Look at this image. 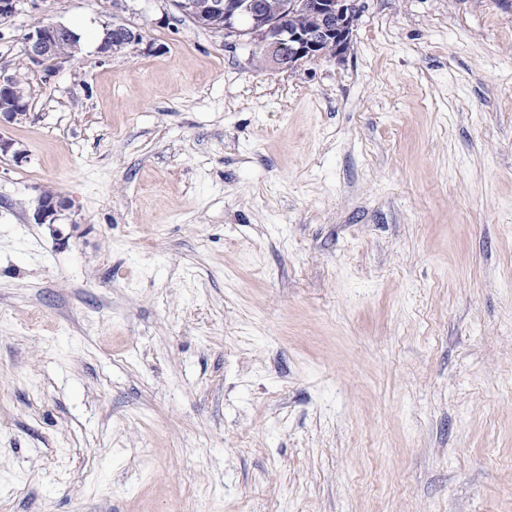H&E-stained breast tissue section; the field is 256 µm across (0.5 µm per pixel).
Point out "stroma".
Instances as JSON below:
<instances>
[{
    "instance_id": "stroma-1",
    "label": "stroma",
    "mask_w": 512,
    "mask_h": 512,
    "mask_svg": "<svg viewBox=\"0 0 512 512\" xmlns=\"http://www.w3.org/2000/svg\"><path fill=\"white\" fill-rule=\"evenodd\" d=\"M124 5L107 58L111 0L0 18V512H512V0H358L287 71ZM114 11L108 19L102 22L103 37L97 51L104 57L112 56V53L141 43V30L133 25L114 20ZM113 19V20H112ZM78 40L79 35L67 24L40 21L24 34L23 54L30 68L42 67L49 75L80 52ZM27 111V102L23 92L16 82V74L2 75L0 73V114L6 121L11 122L17 116ZM67 208L68 204L64 199L42 190L37 198L34 220L39 224H56Z\"/></svg>"
}]
</instances>
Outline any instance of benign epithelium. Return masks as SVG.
<instances>
[{
	"mask_svg": "<svg viewBox=\"0 0 512 512\" xmlns=\"http://www.w3.org/2000/svg\"><path fill=\"white\" fill-rule=\"evenodd\" d=\"M179 14L227 37H243L251 54L259 53L267 65L290 69L308 49L339 59L345 54L357 19L355 0H175ZM103 37L97 51L104 57L141 43V30L114 20L102 22ZM81 50L79 35L62 22L40 21L23 36V54L31 67L51 74ZM27 111L16 75L0 74V116L11 122ZM67 202L43 190L37 198L34 220L55 224Z\"/></svg>",
	"mask_w": 512,
	"mask_h": 512,
	"instance_id": "7a95c632",
	"label": "benign epithelium"
}]
</instances>
